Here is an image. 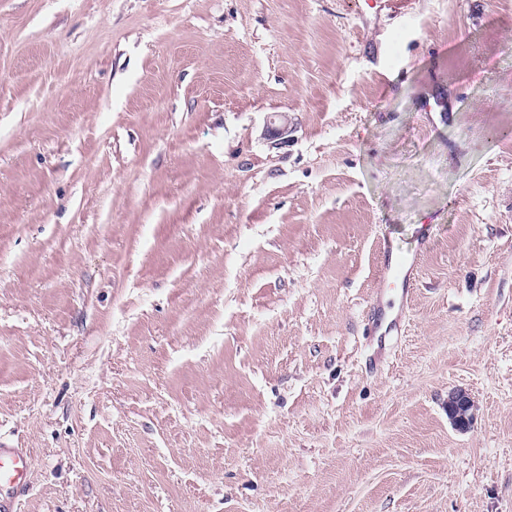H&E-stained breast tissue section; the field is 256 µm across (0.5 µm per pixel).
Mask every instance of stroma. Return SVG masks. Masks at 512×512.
Returning a JSON list of instances; mask_svg holds the SVG:
<instances>
[{
	"instance_id": "obj_1",
	"label": "stroma",
	"mask_w": 512,
	"mask_h": 512,
	"mask_svg": "<svg viewBox=\"0 0 512 512\" xmlns=\"http://www.w3.org/2000/svg\"><path fill=\"white\" fill-rule=\"evenodd\" d=\"M0 446L17 512H512V0H0ZM384 251L387 252L383 265L384 274L394 281L399 282L402 289L400 303L404 306L407 304L408 298L415 285L413 271L417 256L415 254L413 259H410L406 256L394 255L392 246L389 243H384ZM475 411V402L466 391L455 390L448 395V415L456 428L467 429L474 420ZM28 458L18 448H2L0 446V511L16 512L13 502L14 493L26 488L28 474ZM5 488L11 490V496L3 497Z\"/></svg>"
}]
</instances>
